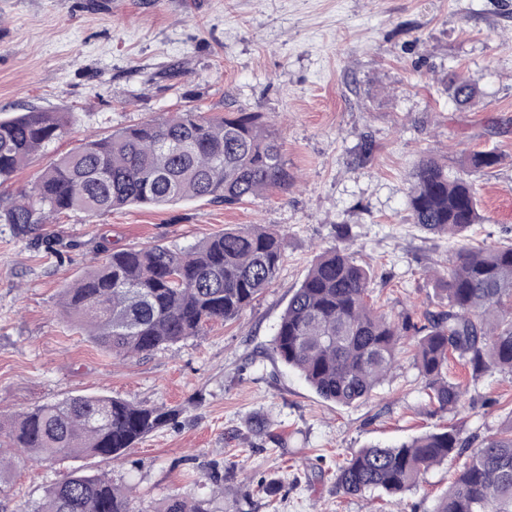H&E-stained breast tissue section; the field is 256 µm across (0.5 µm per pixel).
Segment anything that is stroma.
<instances>
[{
    "mask_svg": "<svg viewBox=\"0 0 512 512\" xmlns=\"http://www.w3.org/2000/svg\"><path fill=\"white\" fill-rule=\"evenodd\" d=\"M475 84L458 107L445 86ZM37 106L68 126L9 184L0 205L29 189L60 154L194 108L207 117L263 113L295 178L224 206L204 199L161 208L74 211L28 236L0 223V418L79 393H106L173 410L176 418L121 460L19 465L0 512L35 503L73 469L135 487L139 512L169 495H205L224 478L212 512H432L459 457L401 496L346 495L336 470L353 450L392 445L442 426L484 435L512 414V376L472 378L465 403L435 410L411 355L354 407L321 399L271 352L288 302L317 254L336 245L372 267L373 298L391 316L422 319L439 298L429 278L462 242L512 244V0H0V116ZM500 164L475 177L481 223L466 240L411 223L407 199L419 159L449 174L469 151ZM285 237L275 282L230 322L133 359L114 357L61 315V288L102 257L100 244L186 250L239 225ZM77 243L74 260L47 246Z\"/></svg>",
    "mask_w": 512,
    "mask_h": 512,
    "instance_id": "1",
    "label": "stroma"
}]
</instances>
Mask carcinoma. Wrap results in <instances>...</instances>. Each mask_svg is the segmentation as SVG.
Returning <instances> with one entry per match:
<instances>
[{
  "label": "carcinoma",
  "mask_w": 512,
  "mask_h": 512,
  "mask_svg": "<svg viewBox=\"0 0 512 512\" xmlns=\"http://www.w3.org/2000/svg\"><path fill=\"white\" fill-rule=\"evenodd\" d=\"M447 91L459 105L479 94L463 79L447 83ZM66 123L64 113L37 107L0 117V185L59 137ZM499 163L494 151H473L465 158L464 175L452 178L435 156H424L408 196L412 223L464 237L482 220L472 176ZM292 184L262 113L240 109L207 118L187 109L88 136L1 210L0 223L28 232L70 211L96 214L196 198L229 206ZM104 253L100 264L62 288L60 313L100 349L132 358L196 336L210 321L235 319L275 281L285 243L278 232L250 224L211 235L187 251L154 244ZM434 282L443 303L424 314V323L409 314L393 319L371 301L373 270L345 248H327L289 300L272 351L321 398L349 407L368 401L411 346L430 401L452 411L463 403L467 387L448 377L451 357L464 360L474 379L512 373V245L464 244ZM173 416L160 406L92 393L0 421V497L8 496L6 473L21 461H115ZM4 447L13 449L11 456L1 452ZM463 454L462 469L433 512H512V411L478 441L451 426L396 446L359 448L337 469L336 488L396 496L416 488L431 468ZM135 498L133 488L113 484L105 473L75 472L17 512H140ZM163 512L212 510L208 499L171 496Z\"/></svg>",
  "instance_id": "cac0c4a2"
}]
</instances>
